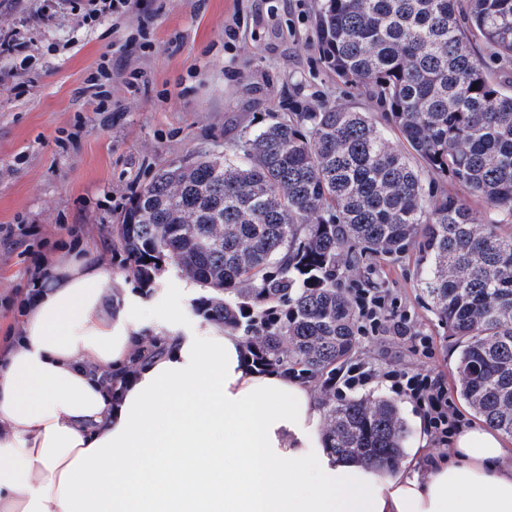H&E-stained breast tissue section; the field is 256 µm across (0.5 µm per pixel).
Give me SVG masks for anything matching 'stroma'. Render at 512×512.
Returning a JSON list of instances; mask_svg holds the SVG:
<instances>
[{"instance_id": "35a3bbf8", "label": "stroma", "mask_w": 512, "mask_h": 512, "mask_svg": "<svg viewBox=\"0 0 512 512\" xmlns=\"http://www.w3.org/2000/svg\"><path fill=\"white\" fill-rule=\"evenodd\" d=\"M48 0H0V31L24 47L0 62V352L42 258L76 241L97 252L131 194L160 168L201 153L234 157L246 133L271 118L320 103H346L380 118L320 60L318 0H137L134 10L86 18ZM416 250L342 273L390 289L416 330L431 336V358L401 339L361 338L357 355L379 368H428L453 384L458 351L428 310ZM176 272L154 295L134 301L152 327H202L195 299Z\"/></svg>"}]
</instances>
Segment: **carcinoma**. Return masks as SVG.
<instances>
[{
  "instance_id": "1",
  "label": "carcinoma",
  "mask_w": 512,
  "mask_h": 512,
  "mask_svg": "<svg viewBox=\"0 0 512 512\" xmlns=\"http://www.w3.org/2000/svg\"><path fill=\"white\" fill-rule=\"evenodd\" d=\"M315 28L322 63L379 104L406 150L364 112H289L246 136L237 163L204 154L159 169L106 230L112 258L145 297L171 270L209 289L197 317L243 332L256 365L324 385L355 348L336 269L415 246L459 349L456 393L512 436V0H320ZM435 177L488 210L426 190ZM165 350L151 337L102 381ZM322 401L333 453L379 473L401 458L408 428L394 402L338 403L326 388Z\"/></svg>"
}]
</instances>
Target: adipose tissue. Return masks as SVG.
Instances as JSON below:
<instances>
[{
  "label": "adipose tissue",
  "instance_id": "1",
  "mask_svg": "<svg viewBox=\"0 0 512 512\" xmlns=\"http://www.w3.org/2000/svg\"><path fill=\"white\" fill-rule=\"evenodd\" d=\"M110 267L45 265L0 354V512H512V436L460 427L386 474L330 454L312 388L254 365L240 333L166 331L121 388L146 332ZM165 350L164 342L160 338L151 337L144 340L123 367L112 370V373L104 374L102 381L109 384L112 382L113 385L115 382H122L124 379L133 376L141 366L163 354Z\"/></svg>",
  "mask_w": 512,
  "mask_h": 512
}]
</instances>
